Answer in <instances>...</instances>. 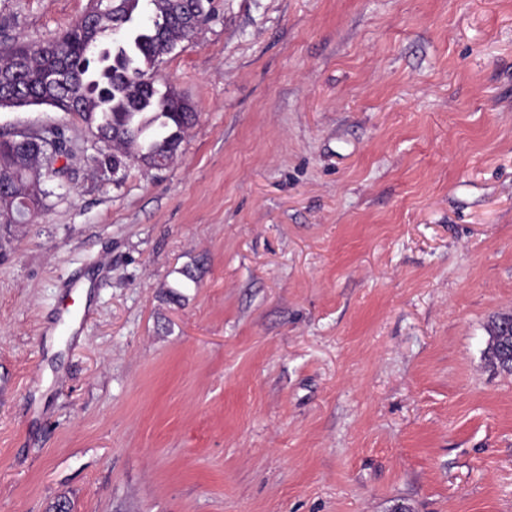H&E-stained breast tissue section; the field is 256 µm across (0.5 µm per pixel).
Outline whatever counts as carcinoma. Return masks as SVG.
Returning <instances> with one entry per match:
<instances>
[{
  "label": "carcinoma",
  "instance_id": "obj_1",
  "mask_svg": "<svg viewBox=\"0 0 512 512\" xmlns=\"http://www.w3.org/2000/svg\"><path fill=\"white\" fill-rule=\"evenodd\" d=\"M184 0H91L86 14L59 37L0 48V97L77 113L86 124L93 161L167 166L195 123L193 105L174 86L154 79L159 60L191 38L181 22ZM112 33V74L91 58ZM71 156L66 128L48 127L0 137V229L28 224L47 206L48 183L60 174L55 160ZM512 314L491 321L490 364L512 374Z\"/></svg>",
  "mask_w": 512,
  "mask_h": 512
}]
</instances>
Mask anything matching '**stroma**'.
Masks as SVG:
<instances>
[{
	"label": "stroma",
	"mask_w": 512,
	"mask_h": 512,
	"mask_svg": "<svg viewBox=\"0 0 512 512\" xmlns=\"http://www.w3.org/2000/svg\"><path fill=\"white\" fill-rule=\"evenodd\" d=\"M155 76L162 170L0 110L74 154L0 246V512H512V0H214ZM512 314H502L491 321L487 355L490 364L500 371L512 374Z\"/></svg>",
	"instance_id": "1"
}]
</instances>
